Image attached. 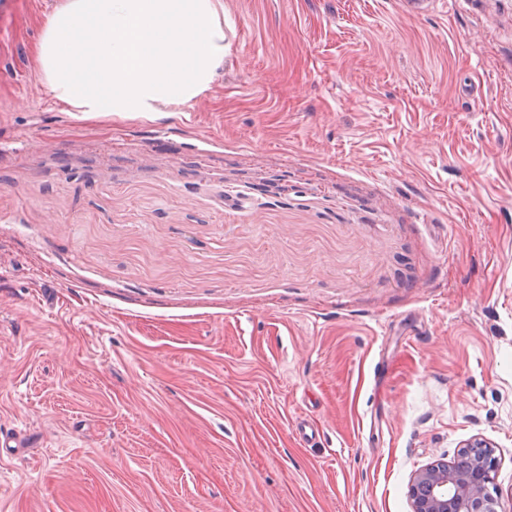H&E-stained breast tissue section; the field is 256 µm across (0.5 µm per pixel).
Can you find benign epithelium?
<instances>
[{
  "label": "benign epithelium",
  "mask_w": 512,
  "mask_h": 512,
  "mask_svg": "<svg viewBox=\"0 0 512 512\" xmlns=\"http://www.w3.org/2000/svg\"><path fill=\"white\" fill-rule=\"evenodd\" d=\"M497 470L490 443L476 437L452 461L438 460L412 475V512H506L495 483Z\"/></svg>",
  "instance_id": "7a95c632"
}]
</instances>
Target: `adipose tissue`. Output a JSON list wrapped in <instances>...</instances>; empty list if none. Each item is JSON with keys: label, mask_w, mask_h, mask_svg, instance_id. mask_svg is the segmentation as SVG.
<instances>
[{"label": "adipose tissue", "mask_w": 512, "mask_h": 512, "mask_svg": "<svg viewBox=\"0 0 512 512\" xmlns=\"http://www.w3.org/2000/svg\"><path fill=\"white\" fill-rule=\"evenodd\" d=\"M224 52L222 0H58L36 44L67 111L149 119L206 95Z\"/></svg>", "instance_id": "obj_1"}]
</instances>
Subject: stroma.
I'll return each mask as SVG.
<instances>
[{
  "mask_svg": "<svg viewBox=\"0 0 512 512\" xmlns=\"http://www.w3.org/2000/svg\"><path fill=\"white\" fill-rule=\"evenodd\" d=\"M56 3L0 0V512H411L477 436L512 505V0H224L152 121L53 102Z\"/></svg>",
  "mask_w": 512,
  "mask_h": 512,
  "instance_id": "stroma-1",
  "label": "stroma"
}]
</instances>
